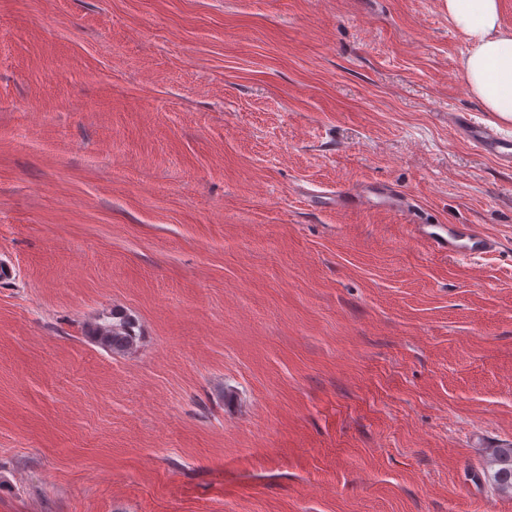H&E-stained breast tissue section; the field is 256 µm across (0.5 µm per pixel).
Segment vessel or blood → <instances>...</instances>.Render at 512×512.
I'll list each match as a JSON object with an SVG mask.
<instances>
[{
    "label": "vessel or blood",
    "mask_w": 512,
    "mask_h": 512,
    "mask_svg": "<svg viewBox=\"0 0 512 512\" xmlns=\"http://www.w3.org/2000/svg\"><path fill=\"white\" fill-rule=\"evenodd\" d=\"M457 123L477 150L494 158L500 166L512 168V140L503 137L495 125L475 121L466 115L458 116ZM370 199L397 210L404 209L407 204L401 192L387 185H373L362 192L340 191L336 194L337 205L344 208L359 207ZM411 232L434 251L452 258L483 256L497 248L495 239L476 231L469 224H415Z\"/></svg>",
    "instance_id": "1"
}]
</instances>
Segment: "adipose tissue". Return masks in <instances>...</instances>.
Listing matches in <instances>:
<instances>
[{"instance_id":"obj_1","label":"adipose tissue","mask_w":512,"mask_h":512,"mask_svg":"<svg viewBox=\"0 0 512 512\" xmlns=\"http://www.w3.org/2000/svg\"><path fill=\"white\" fill-rule=\"evenodd\" d=\"M448 16L470 44L462 59L469 92L496 123L512 126V32L500 24L499 0H446Z\"/></svg>"}]
</instances>
